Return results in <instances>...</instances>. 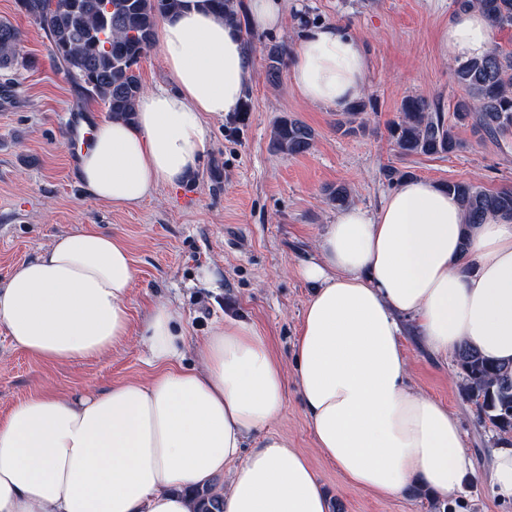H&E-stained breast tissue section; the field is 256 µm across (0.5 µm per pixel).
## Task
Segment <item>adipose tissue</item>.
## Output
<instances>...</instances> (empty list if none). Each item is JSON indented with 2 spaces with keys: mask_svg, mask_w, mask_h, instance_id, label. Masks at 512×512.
<instances>
[{
  "mask_svg": "<svg viewBox=\"0 0 512 512\" xmlns=\"http://www.w3.org/2000/svg\"><path fill=\"white\" fill-rule=\"evenodd\" d=\"M155 40L168 85L140 95L134 122H99L78 154L84 190L119 209L198 171L207 116L240 111L253 78L239 30L197 0L162 17ZM442 42L456 60L481 58L493 29L480 11L460 12ZM289 76L305 101L346 111L367 86L363 42L309 27ZM301 273L314 290L293 369L244 321L214 324L196 366H181V313L161 302L136 331L156 368L149 379L14 404L0 416V512H193L189 489L223 476L224 512H329L305 457L266 432L291 381L318 451L353 485L386 497L417 482L437 501L458 498L474 467L462 422L411 385L401 323L434 354L467 344L512 360V220L490 216L466 232L454 195L406 179L377 209L337 212ZM136 276L120 237L63 233L0 287V325L51 364L112 353L135 332Z\"/></svg>",
  "mask_w": 512,
  "mask_h": 512,
  "instance_id": "adipose-tissue-1",
  "label": "adipose tissue"
}]
</instances>
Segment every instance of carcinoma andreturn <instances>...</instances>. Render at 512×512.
<instances>
[{
  "instance_id": "cac0c4a2",
  "label": "carcinoma",
  "mask_w": 512,
  "mask_h": 512,
  "mask_svg": "<svg viewBox=\"0 0 512 512\" xmlns=\"http://www.w3.org/2000/svg\"><path fill=\"white\" fill-rule=\"evenodd\" d=\"M458 10L478 8L492 28L512 29V0H453ZM18 6L42 29L54 59L82 90L104 103L113 118L135 120V103L143 92L137 66L153 44L159 18L176 11L182 0H18ZM202 6L242 26L234 0H202ZM21 34L8 21H0V70L27 67L20 56ZM285 48L266 51V76L274 81L284 66ZM454 79L464 90L452 112L416 96L405 98L399 116L388 125L389 137L403 156L451 155L463 148L456 128L494 138L512 134V51L494 48L480 59L457 63ZM364 100L355 102L338 129L346 134L364 129L358 117ZM274 148L301 154L313 144L314 133L302 121L283 117L272 129ZM468 216L466 232L489 214L512 219V190L490 192L465 182L444 184ZM460 397L475 404L478 421L490 425L499 440L512 437V362L494 361L464 344L455 353ZM195 512H224L218 483L192 490Z\"/></svg>"
}]
</instances>
